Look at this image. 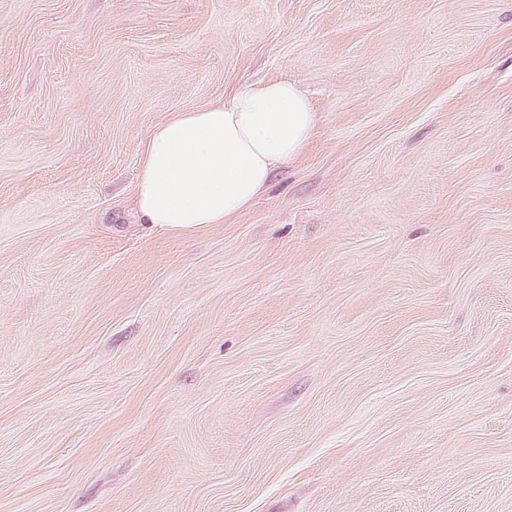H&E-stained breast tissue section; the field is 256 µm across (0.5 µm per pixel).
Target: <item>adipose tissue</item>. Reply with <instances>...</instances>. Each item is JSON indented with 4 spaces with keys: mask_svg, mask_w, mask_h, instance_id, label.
Listing matches in <instances>:
<instances>
[{
    "mask_svg": "<svg viewBox=\"0 0 512 512\" xmlns=\"http://www.w3.org/2000/svg\"><path fill=\"white\" fill-rule=\"evenodd\" d=\"M316 124L306 95L282 80L243 82L224 100L172 113L140 153V219L170 227L231 221L301 153Z\"/></svg>",
    "mask_w": 512,
    "mask_h": 512,
    "instance_id": "1",
    "label": "adipose tissue"
}]
</instances>
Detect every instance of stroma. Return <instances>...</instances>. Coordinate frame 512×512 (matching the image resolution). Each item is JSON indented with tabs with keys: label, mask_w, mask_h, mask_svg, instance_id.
<instances>
[{
	"label": "stroma",
	"mask_w": 512,
	"mask_h": 512,
	"mask_svg": "<svg viewBox=\"0 0 512 512\" xmlns=\"http://www.w3.org/2000/svg\"><path fill=\"white\" fill-rule=\"evenodd\" d=\"M246 79L299 157L138 223ZM0 512H512V0H0ZM316 113L287 81L240 83L224 100L173 112L140 153L143 224H224L245 211L303 150Z\"/></svg>",
	"instance_id": "35a3bbf8"
}]
</instances>
